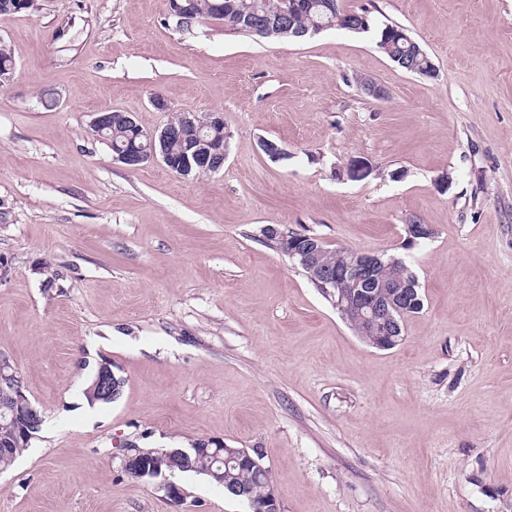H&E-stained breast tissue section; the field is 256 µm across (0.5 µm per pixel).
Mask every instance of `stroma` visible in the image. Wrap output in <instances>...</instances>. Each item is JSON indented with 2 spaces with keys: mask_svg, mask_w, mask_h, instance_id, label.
I'll return each instance as SVG.
<instances>
[{
  "mask_svg": "<svg viewBox=\"0 0 512 512\" xmlns=\"http://www.w3.org/2000/svg\"><path fill=\"white\" fill-rule=\"evenodd\" d=\"M341 7L371 32L183 31L170 0L0 16V353L44 417L0 512H248L206 476L174 474V501L122 468L127 445L198 439L258 453L284 512H512V0ZM392 23L433 76L379 48ZM107 109L148 133L222 113L223 169L114 161L90 133ZM413 221L433 237L407 245ZM269 225L405 260L424 308L402 342L360 339ZM104 361L125 384L92 404Z\"/></svg>",
  "mask_w": 512,
  "mask_h": 512,
  "instance_id": "35a3bbf8",
  "label": "stroma"
}]
</instances>
